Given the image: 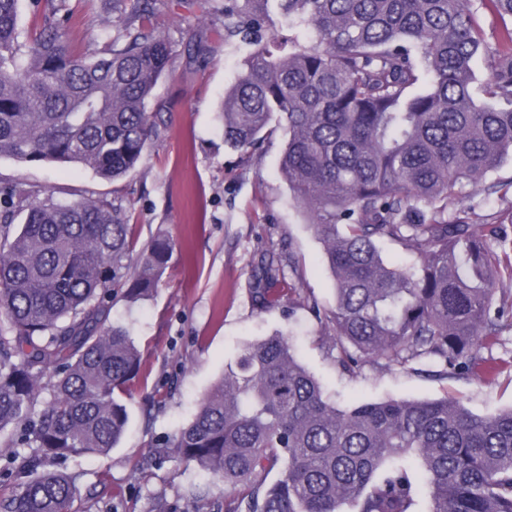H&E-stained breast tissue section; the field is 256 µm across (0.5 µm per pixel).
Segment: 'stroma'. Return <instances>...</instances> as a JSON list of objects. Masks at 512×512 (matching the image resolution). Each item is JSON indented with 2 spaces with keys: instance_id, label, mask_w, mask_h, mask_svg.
<instances>
[{
  "instance_id": "stroma-1",
  "label": "stroma",
  "mask_w": 512,
  "mask_h": 512,
  "mask_svg": "<svg viewBox=\"0 0 512 512\" xmlns=\"http://www.w3.org/2000/svg\"><path fill=\"white\" fill-rule=\"evenodd\" d=\"M69 39L81 53L117 35L123 17L111 0H71ZM224 0H154L151 24L174 46L166 76L150 101L157 127L141 163L119 181L69 166L0 158V184L21 183L56 200L94 198L119 210L137 248L156 236L175 244L169 266L153 293L127 298L112 292V320L125 325L143 364L125 398L129 422L109 455L82 454L50 460V469L78 478L79 497L69 512H154L159 500H180L182 512H222L224 486L171 456L150 461L152 447L193 417L202 395L243 349L266 336H289L295 353L342 409L363 403L435 400L451 396L473 413L512 407V330L482 351L484 364L468 375H438L430 359L406 366L361 360L343 372L342 345L316 318L315 308L334 304V280L323 245L294 203L279 171L287 138L283 131L250 150L224 142L218 107L252 50L230 38L220 19ZM281 272L277 304L261 308L253 290L264 257ZM0 434V501L18 493L28 450ZM197 485L205 500L181 494Z\"/></svg>"
}]
</instances>
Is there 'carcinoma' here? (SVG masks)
<instances>
[{"label": "carcinoma", "mask_w": 512, "mask_h": 512, "mask_svg": "<svg viewBox=\"0 0 512 512\" xmlns=\"http://www.w3.org/2000/svg\"><path fill=\"white\" fill-rule=\"evenodd\" d=\"M21 2L0 0V158L126 176L153 136L147 102L173 55L143 23L149 0H112L127 26L93 55L69 41V0H33L41 24L23 42ZM272 2L310 36L256 41L221 102L224 143L247 150L274 133L273 116L283 123L280 173L335 281L324 324L354 349L342 366L433 356L470 368L512 329V253L493 249L507 241L512 202L480 224L456 208L466 186L500 201L512 192V181L486 182L512 159V51L492 48L475 19L492 10L512 43V0H224L227 33L259 31ZM385 240L418 267L385 263ZM134 249L110 203L0 187V433L24 426L16 443L31 449L29 479L0 512H68L76 478L47 459L105 456L123 436L141 354L105 296L126 275L131 299L149 296L173 245L158 236L136 260ZM278 278L266 260L261 306L279 301ZM170 453L224 483V512H412V458L431 512H512V409L481 416L448 398L341 409L280 333L226 366L194 417L157 444L158 457Z\"/></svg>", "instance_id": "carcinoma-1"}]
</instances>
